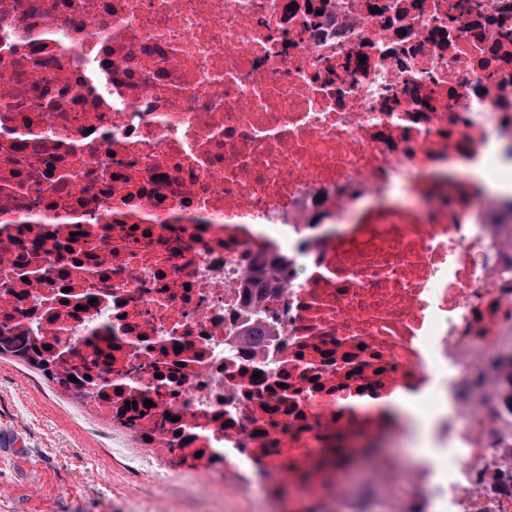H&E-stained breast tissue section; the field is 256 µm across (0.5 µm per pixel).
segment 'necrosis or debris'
I'll return each instance as SVG.
<instances>
[{
    "mask_svg": "<svg viewBox=\"0 0 512 512\" xmlns=\"http://www.w3.org/2000/svg\"><path fill=\"white\" fill-rule=\"evenodd\" d=\"M475 164L512 186V0H0V336L270 512H512ZM380 409L385 416L404 415L408 417L417 429L418 438L420 439L422 435L426 437V430L428 431L429 427L428 415L418 406L415 398L398 393L387 402L382 403Z\"/></svg>",
    "mask_w": 512,
    "mask_h": 512,
    "instance_id": "obj_1",
    "label": "necrosis or debris"
}]
</instances>
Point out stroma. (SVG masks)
<instances>
[{
  "instance_id": "1",
  "label": "stroma",
  "mask_w": 512,
  "mask_h": 512,
  "mask_svg": "<svg viewBox=\"0 0 512 512\" xmlns=\"http://www.w3.org/2000/svg\"><path fill=\"white\" fill-rule=\"evenodd\" d=\"M0 512H264L258 491L192 485L162 448L138 447L35 369L0 357Z\"/></svg>"
}]
</instances>
